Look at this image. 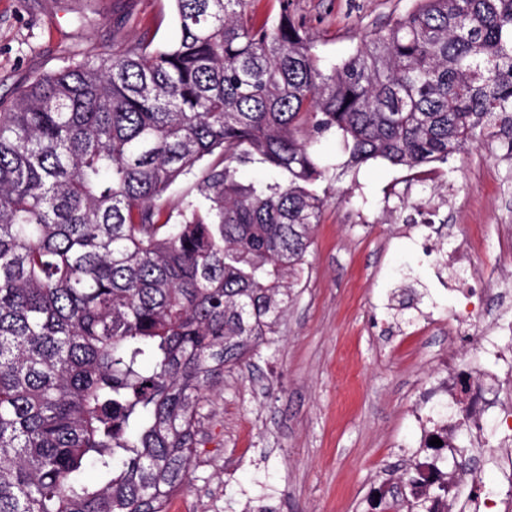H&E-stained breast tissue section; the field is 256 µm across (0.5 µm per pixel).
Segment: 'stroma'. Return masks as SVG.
<instances>
[{"instance_id": "stroma-1", "label": "stroma", "mask_w": 512, "mask_h": 512, "mask_svg": "<svg viewBox=\"0 0 512 512\" xmlns=\"http://www.w3.org/2000/svg\"><path fill=\"white\" fill-rule=\"evenodd\" d=\"M412 0H252L255 24L288 11L326 64L354 52ZM172 0H0V97L144 39L176 40ZM326 178L320 221L275 343L225 373L200 408L191 512H375L376 483L398 480L418 439L407 409L440 367L451 279L436 253L473 240L485 288L512 278V140L482 137L428 175L383 161L346 166L334 135L315 146ZM431 208L436 234L408 233Z\"/></svg>"}]
</instances>
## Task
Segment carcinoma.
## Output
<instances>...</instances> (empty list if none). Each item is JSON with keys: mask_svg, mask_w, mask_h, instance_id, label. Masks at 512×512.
<instances>
[{"mask_svg": "<svg viewBox=\"0 0 512 512\" xmlns=\"http://www.w3.org/2000/svg\"><path fill=\"white\" fill-rule=\"evenodd\" d=\"M173 2L171 45L0 98V512H167L202 391L269 343L302 270L313 135L414 169L512 126V0H415L329 69L286 8ZM281 10L280 0H252L251 15L256 25H262L277 17Z\"/></svg>", "mask_w": 512, "mask_h": 512, "instance_id": "carcinoma-1", "label": "carcinoma"}]
</instances>
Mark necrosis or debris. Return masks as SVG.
<instances>
[{
    "label": "necrosis or debris",
    "instance_id": "4bbe7bcc",
    "mask_svg": "<svg viewBox=\"0 0 512 512\" xmlns=\"http://www.w3.org/2000/svg\"><path fill=\"white\" fill-rule=\"evenodd\" d=\"M487 294L484 288L459 290L449 312L448 358L427 377L419 407L411 413L424 452L413 463L409 494L424 502L428 512H455L461 500L472 512H512V501L495 496L478 478L491 461L504 479L512 480V383L487 369L483 360L464 354L475 341L485 357L506 353L496 327L486 322L482 300ZM490 418L500 429L492 449L483 438V424ZM434 437L441 446L431 445Z\"/></svg>",
    "mask_w": 512,
    "mask_h": 512
}]
</instances>
